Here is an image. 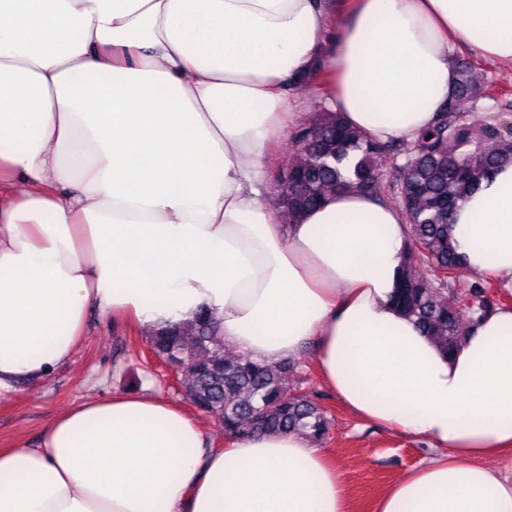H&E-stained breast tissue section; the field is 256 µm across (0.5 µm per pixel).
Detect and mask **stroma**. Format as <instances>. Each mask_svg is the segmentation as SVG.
Wrapping results in <instances>:
<instances>
[{
  "label": "stroma",
  "instance_id": "35a3bbf8",
  "mask_svg": "<svg viewBox=\"0 0 512 512\" xmlns=\"http://www.w3.org/2000/svg\"><path fill=\"white\" fill-rule=\"evenodd\" d=\"M457 55L470 62L482 82L498 90L495 98L478 103L461 100L472 129L484 125V115L512 105V70L484 61L466 46ZM149 337L135 327L92 315L84 341L73 359L58 368L35 390L19 387L11 397L0 400V448L25 441L36 443L42 424L73 404L89 397L113 392L139 391L150 386L153 394L176 400L168 372L156 367L148 348ZM298 370L288 377L289 385H302L318 395L332 415L329 435L323 444L334 451V461L349 490L350 512H375L374 501L390 483L431 460L435 451L422 439L396 429L364 424L342 407L335 394L322 382L312 351L296 360Z\"/></svg>",
  "mask_w": 512,
  "mask_h": 512
}]
</instances>
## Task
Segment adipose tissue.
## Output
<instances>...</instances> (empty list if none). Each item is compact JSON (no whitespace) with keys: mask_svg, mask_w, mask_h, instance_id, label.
Here are the masks:
<instances>
[{"mask_svg":"<svg viewBox=\"0 0 512 512\" xmlns=\"http://www.w3.org/2000/svg\"><path fill=\"white\" fill-rule=\"evenodd\" d=\"M512 68V0H0V398L68 362L92 312L150 333L208 310L260 363L312 350L357 419L437 455L376 512H512V307L444 355L395 305L401 209L339 191L288 221L263 158L298 83L370 138L409 140L458 81L456 44ZM470 274L512 294V164L459 201ZM301 432L213 450L181 405L88 398L0 449V512H349Z\"/></svg>","mask_w":512,"mask_h":512,"instance_id":"adipose-tissue-1","label":"adipose tissue"}]
</instances>
